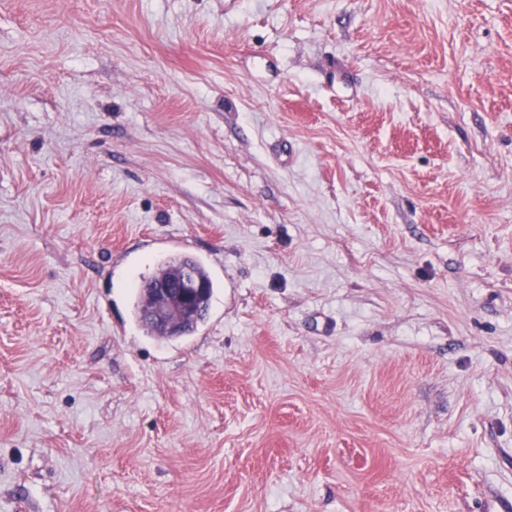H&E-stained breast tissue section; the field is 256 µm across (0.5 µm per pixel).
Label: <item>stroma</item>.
I'll use <instances>...</instances> for the list:
<instances>
[{
	"label": "stroma",
	"mask_w": 512,
	"mask_h": 512,
	"mask_svg": "<svg viewBox=\"0 0 512 512\" xmlns=\"http://www.w3.org/2000/svg\"><path fill=\"white\" fill-rule=\"evenodd\" d=\"M0 512H512V0H0ZM166 263L167 266L190 265L202 280L196 276L190 267L180 266L173 275L161 277L155 288H151L146 294L145 314L166 336L156 326L149 324V322L146 323L139 317V309L143 312L145 299V291L142 289L145 287L142 285L137 288V301L135 303L137 318L147 333H150L149 335H161L168 339L169 336H189L208 315L214 292V283L205 267L191 256H179ZM203 280L210 286V295L205 304L204 300L207 296L208 287ZM201 307L202 309L196 317L182 325L180 320L182 317ZM181 325L182 333L180 335Z\"/></svg>",
	"instance_id": "35a3bbf8"
}]
</instances>
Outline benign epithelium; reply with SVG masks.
I'll return each instance as SVG.
<instances>
[{"label": "benign epithelium", "mask_w": 512, "mask_h": 512, "mask_svg": "<svg viewBox=\"0 0 512 512\" xmlns=\"http://www.w3.org/2000/svg\"><path fill=\"white\" fill-rule=\"evenodd\" d=\"M207 292V284L190 267L181 266L148 291L145 314L165 335L178 336L181 318L202 307Z\"/></svg>", "instance_id": "benign-epithelium-1"}]
</instances>
